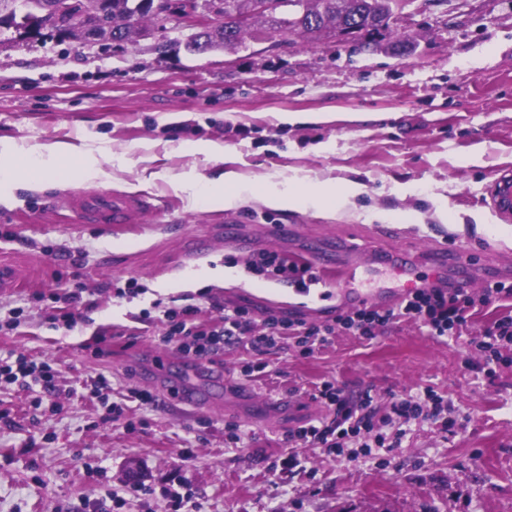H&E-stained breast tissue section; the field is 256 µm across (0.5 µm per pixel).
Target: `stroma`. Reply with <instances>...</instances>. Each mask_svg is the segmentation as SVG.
<instances>
[{"label":"stroma","mask_w":512,"mask_h":512,"mask_svg":"<svg viewBox=\"0 0 512 512\" xmlns=\"http://www.w3.org/2000/svg\"><path fill=\"white\" fill-rule=\"evenodd\" d=\"M147 30L138 46L105 49L48 32L0 33V138L77 149L62 162V181L0 207V261L18 276L17 287L0 290V359L47 364L57 386L43 398L36 385L0 384V512H79L133 482L152 493L121 512H169L173 480L202 512H512V364L491 377L474 369L484 326L512 312L510 303L478 300L487 280L512 281V220L490 206L496 172L512 164V0H409L380 30L375 52L328 32L192 54L174 22ZM314 112L339 118L307 121ZM290 115L300 123L288 124ZM199 140L223 142V160L178 149ZM92 141L125 156L120 169L101 156L110 177L95 190H132L147 167L163 174L152 187L162 208L111 233L81 223L67 199L86 187L78 152ZM218 169L258 187L298 175L334 186L354 180L363 191L347 212L256 199L207 208L169 183ZM377 211L386 220L365 221ZM267 224L293 231L269 239ZM199 238L207 252L185 258V244ZM347 239L407 252L418 277L429 274L421 258L437 244L465 253L471 317L441 339L408 318L371 339L341 332L308 358L224 348L203 360L205 372L236 384L215 409L182 405L145 376L152 355L180 354L178 343L161 341L170 309H193L203 326L236 305L258 321L270 312L327 320L336 267L318 269L305 295L253 263L263 252L308 263ZM71 292L80 301L65 302ZM256 363L267 364V377L246 375ZM97 374L108 385L92 401L81 388ZM323 380L348 392L372 388L381 410L433 388L459 426L448 436L422 424L380 466L303 448L304 472L284 479L270 464L289 450V430L333 417L310 398ZM143 391L154 404L140 403ZM253 391L298 409L253 413ZM114 403L123 416L109 414ZM232 426L244 433L236 448L226 439ZM185 448L193 457H182Z\"/></svg>","instance_id":"35a3bbf8"}]
</instances>
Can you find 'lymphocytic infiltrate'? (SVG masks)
<instances>
[{
  "instance_id": "obj_1",
  "label": "lymphocytic infiltrate",
  "mask_w": 512,
  "mask_h": 512,
  "mask_svg": "<svg viewBox=\"0 0 512 512\" xmlns=\"http://www.w3.org/2000/svg\"><path fill=\"white\" fill-rule=\"evenodd\" d=\"M473 299L467 289L433 284L414 289L398 307L378 310L361 307L336 317L334 322L309 323L301 319L267 314L263 320L264 332L255 333L254 319L248 307L238 306L218 316L211 330L198 329L191 320L190 310L166 311L172 332L182 340L183 351L202 357L216 352L220 346L248 344L261 352L273 347H287L295 343L302 357L331 346L337 328L371 339L377 331L396 320L412 316L421 320L429 335H452L466 323ZM483 356V369L507 362L512 351V314L491 322L476 344ZM314 395L332 407L330 422L318 421L291 431L289 441L307 448H317L328 457L380 458L383 451L398 447L402 436L411 427L426 421L440 424L450 432L457 425L452 408L436 391L422 392L392 401L386 414H379L371 389L351 395L334 382L317 385Z\"/></svg>"
}]
</instances>
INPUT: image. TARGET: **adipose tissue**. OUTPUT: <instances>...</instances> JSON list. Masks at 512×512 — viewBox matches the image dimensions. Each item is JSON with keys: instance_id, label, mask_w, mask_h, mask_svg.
I'll use <instances>...</instances> for the list:
<instances>
[{"instance_id": "1", "label": "adipose tissue", "mask_w": 512, "mask_h": 512, "mask_svg": "<svg viewBox=\"0 0 512 512\" xmlns=\"http://www.w3.org/2000/svg\"><path fill=\"white\" fill-rule=\"evenodd\" d=\"M67 145L44 143L28 146L13 139H0V206L13 207L16 193L33 190L40 179L57 175L61 156ZM23 159L24 167H17L16 159ZM173 187L193 203L207 206L233 207L250 199H260L275 208H315L348 210L352 200L362 191L360 183L350 181L335 188L314 184L300 178L281 182H266L263 187L241 181L232 171H222L213 177L186 175L173 180Z\"/></svg>"}]
</instances>
